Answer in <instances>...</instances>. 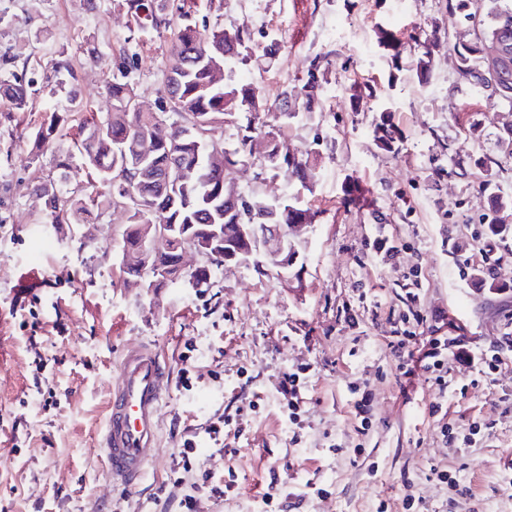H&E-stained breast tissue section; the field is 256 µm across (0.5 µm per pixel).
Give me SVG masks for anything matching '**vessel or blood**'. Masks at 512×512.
<instances>
[{"label":"vessel or blood","instance_id":"vessel-or-blood-1","mask_svg":"<svg viewBox=\"0 0 512 512\" xmlns=\"http://www.w3.org/2000/svg\"><path fill=\"white\" fill-rule=\"evenodd\" d=\"M165 380L166 368L157 351L141 347L125 353L101 446L109 479L131 492L157 446Z\"/></svg>","mask_w":512,"mask_h":512}]
</instances>
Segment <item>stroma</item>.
<instances>
[{
	"mask_svg": "<svg viewBox=\"0 0 512 512\" xmlns=\"http://www.w3.org/2000/svg\"><path fill=\"white\" fill-rule=\"evenodd\" d=\"M208 28H239L277 40L275 59L253 54L230 74L267 99L303 88L296 117L261 115L289 155L316 176L302 193L316 215L303 242L299 279L284 283L253 265L215 268L198 288L177 282L148 310L119 269L122 214L48 224L36 186L56 163L89 181L70 158L80 125L105 117L111 60L126 41L140 102L155 108L172 32L139 31L115 0H0V61L33 81L27 111L0 97V512H262L271 489L289 492L285 512H512V347L494 374L449 361L448 391L426 372L402 378L389 343L416 331L405 288L419 280L423 314L445 315L474 347L502 341L512 325V254L487 255L492 192L512 195L503 153L512 112L457 78L453 46L472 24L448 0H192ZM383 28L398 31L411 62L431 31L432 80L388 79ZM96 56H88L87 48ZM70 72H59V55ZM327 65L313 69L315 58ZM84 109L72 111V101ZM388 105L394 151L373 126ZM53 108L69 115L41 156L25 141ZM478 123L469 133V120ZM394 249L377 255L375 239ZM495 264L488 286L474 271ZM164 357L167 390L155 457L135 492L112 484L101 448L112 388L127 349ZM301 377L299 426L278 393ZM372 394L369 431L354 403ZM444 413L431 414L433 403ZM469 447L447 444L442 425ZM222 428L215 443L210 427ZM197 449L179 465L184 439ZM451 471L458 489L431 477Z\"/></svg>",
	"mask_w": 512,
	"mask_h": 512,
	"instance_id": "35a3bbf8",
	"label": "stroma"
}]
</instances>
